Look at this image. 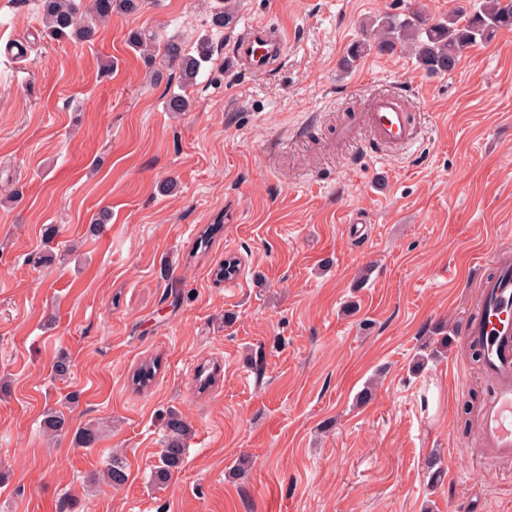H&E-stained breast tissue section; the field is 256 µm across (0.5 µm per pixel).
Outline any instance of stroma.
<instances>
[{"label":"stroma","instance_id":"1","mask_svg":"<svg viewBox=\"0 0 512 512\" xmlns=\"http://www.w3.org/2000/svg\"><path fill=\"white\" fill-rule=\"evenodd\" d=\"M211 3L146 0L79 42L47 37L40 0H0V512H512L460 335L478 268L512 258V31L446 74L398 51L348 69L368 20L410 0H232L221 28ZM253 22L287 35L262 76L230 59ZM140 29L209 41L194 85L165 64L153 79L126 44ZM15 41L26 54L6 58ZM381 88L416 107L405 151L373 153L367 126H345ZM180 91L190 110L168 112ZM354 214L368 237L350 235ZM47 246L54 260L34 263ZM229 257L237 274L215 282ZM443 323L447 350L413 371ZM205 363L219 370L202 392ZM50 408L69 432L43 431ZM173 411L191 434L159 485ZM89 425L86 448L74 432ZM115 451L127 482L95 483Z\"/></svg>","mask_w":512,"mask_h":512}]
</instances>
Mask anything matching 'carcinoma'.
I'll list each match as a JSON object with an SVG mask.
<instances>
[{"label":"carcinoma","instance_id":"1","mask_svg":"<svg viewBox=\"0 0 512 512\" xmlns=\"http://www.w3.org/2000/svg\"><path fill=\"white\" fill-rule=\"evenodd\" d=\"M145 0H43L46 33L49 37L78 39L90 42L97 28L112 14L133 13L141 8ZM512 29V0H477L472 8H462L446 18L429 21L418 11L401 14H384L372 24L378 33L373 45L359 42L352 46L346 64L351 66L365 52L376 48L380 52H392L398 48L408 50L423 69L431 74L447 73L457 65L463 52L478 42L492 40L499 28ZM130 48L140 53L145 64L154 65L156 54L155 37L144 31H132L127 37ZM162 56L170 65L178 67L183 84H192L202 64L210 56L207 43H199L195 51L175 39L168 40L162 48ZM439 337H432L421 348H432V353L448 347L450 336L447 327L437 328ZM65 413L50 409L45 412L43 430L58 436L67 431ZM167 441L160 455V465L154 471V480L166 483L172 473L179 469L186 455V439L189 425L183 417L173 412L166 422ZM101 479L118 486L127 479L126 464L122 457L113 455L104 465Z\"/></svg>","mask_w":512,"mask_h":512}]
</instances>
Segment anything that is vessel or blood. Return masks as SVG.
Listing matches in <instances>:
<instances>
[{"label": "vessel or blood", "mask_w": 512, "mask_h": 512, "mask_svg": "<svg viewBox=\"0 0 512 512\" xmlns=\"http://www.w3.org/2000/svg\"><path fill=\"white\" fill-rule=\"evenodd\" d=\"M286 42L281 32L263 23L244 27L232 52L236 65L265 75ZM376 144L389 151L411 145L417 138L416 114L401 93L375 95L366 116ZM466 342L483 357L490 392L479 418V444L490 457L512 461V260H499L494 275L480 284L476 310L464 326Z\"/></svg>", "instance_id": "obj_1"}]
</instances>
